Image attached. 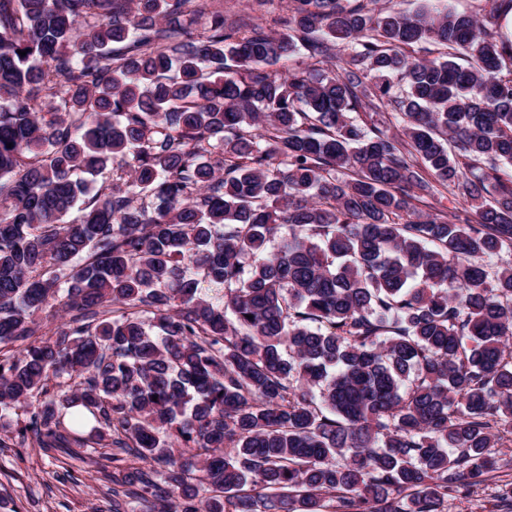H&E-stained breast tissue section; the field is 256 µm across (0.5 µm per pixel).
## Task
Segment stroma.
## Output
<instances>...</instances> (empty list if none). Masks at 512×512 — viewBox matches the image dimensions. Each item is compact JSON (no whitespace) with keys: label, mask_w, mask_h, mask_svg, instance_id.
I'll return each mask as SVG.
<instances>
[{"label":"stroma","mask_w":512,"mask_h":512,"mask_svg":"<svg viewBox=\"0 0 512 512\" xmlns=\"http://www.w3.org/2000/svg\"><path fill=\"white\" fill-rule=\"evenodd\" d=\"M225 14H247L255 22L276 29L287 16L291 0H274L258 7L255 0H211ZM503 464L470 496L451 501L452 512H504L497 490L512 483V441L497 450ZM107 462L99 452L84 451L73 460L57 451L25 446L0 448V512H110L100 470Z\"/></svg>","instance_id":"1"}]
</instances>
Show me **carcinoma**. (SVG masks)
Returning a JSON list of instances; mask_svg holds the SVG:
<instances>
[{"label":"carcinoma","mask_w":512,"mask_h":512,"mask_svg":"<svg viewBox=\"0 0 512 512\" xmlns=\"http://www.w3.org/2000/svg\"><path fill=\"white\" fill-rule=\"evenodd\" d=\"M377 4L272 32L0 0L1 448L112 449V512H448L481 482L512 436V0ZM440 187L451 219L416 206Z\"/></svg>","instance_id":"1"}]
</instances>
